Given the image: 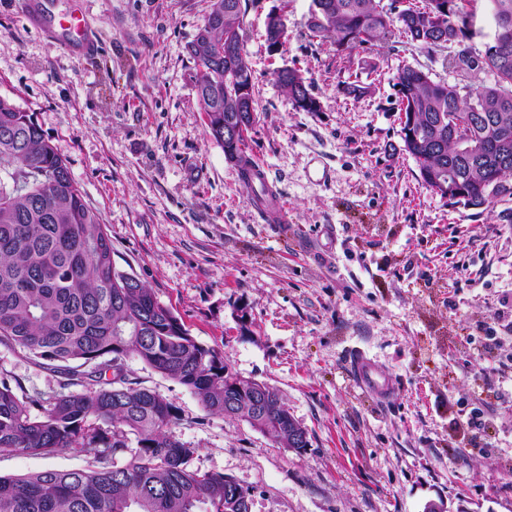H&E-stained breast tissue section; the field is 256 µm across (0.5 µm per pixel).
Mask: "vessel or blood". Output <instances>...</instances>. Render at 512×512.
<instances>
[{"mask_svg":"<svg viewBox=\"0 0 512 512\" xmlns=\"http://www.w3.org/2000/svg\"><path fill=\"white\" fill-rule=\"evenodd\" d=\"M21 5L28 19L48 29L62 49L82 56L97 52L98 44L79 12L56 14L50 0H21ZM354 372L361 388L377 395L385 392L386 387L378 377L375 363L370 359L363 356L357 357Z\"/></svg>","mask_w":512,"mask_h":512,"instance_id":"vessel-or-blood-1","label":"vessel or blood"}]
</instances>
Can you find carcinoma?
Segmentation results:
<instances>
[{
  "label": "carcinoma",
  "instance_id": "1",
  "mask_svg": "<svg viewBox=\"0 0 512 512\" xmlns=\"http://www.w3.org/2000/svg\"><path fill=\"white\" fill-rule=\"evenodd\" d=\"M244 0H211V10L186 50L199 67L197 96L207 133L226 159L249 180L254 162L246 152L252 126L236 141L224 140V122L238 109V91L253 85L244 52ZM313 0L309 27L331 38L339 51L371 48L398 28L432 52L440 39L462 43L478 0ZM497 42L481 61L468 49L452 60L460 71L479 69L489 84L437 83L422 68L404 64L392 77L401 103L403 150L419 165L422 186L441 197L455 176L464 206L494 207L512 196V0H487ZM452 23L441 27V7ZM265 42H288L280 20L265 22ZM291 100L311 93L294 68L274 72ZM0 344L52 363L65 376L60 392L44 400L18 396L0 382V454L50 455L80 447L93 469L45 470L24 477L0 476V512H225L224 475H200L187 467L191 450L170 430L176 408L158 392L135 387L123 360L144 364L188 388L210 414H224V358L199 344L146 284L114 260L112 239L72 178L67 160L45 137L33 115L0 98ZM38 413H33V409ZM267 433L284 442L285 410L268 403ZM106 425L92 428L89 418ZM137 447L122 468L114 457Z\"/></svg>",
  "mask_w": 512,
  "mask_h": 512
}]
</instances>
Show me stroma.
<instances>
[{
	"label": "stroma",
	"mask_w": 512,
	"mask_h": 512,
	"mask_svg": "<svg viewBox=\"0 0 512 512\" xmlns=\"http://www.w3.org/2000/svg\"><path fill=\"white\" fill-rule=\"evenodd\" d=\"M211 0H57L83 8L99 42L70 55L0 0V97L34 114L112 238L116 264L152 288L195 340L235 373L275 389L306 430L284 448L141 362L129 380L177 407L174 435L198 473L251 493V512H512V223L426 190L403 149L391 79L399 65L434 81L457 72L455 46L426 52L390 38L337 51L308 27L311 0H256L243 18L258 122L247 152L284 211H260L238 167L206 134L186 52ZM280 10L288 42L263 39ZM300 70L320 108L295 110L273 69ZM358 77L367 92L346 96ZM372 359L382 398L352 376ZM0 380L26 394L61 377L0 345ZM65 448L0 455V474L88 468Z\"/></svg>",
	"instance_id": "stroma-1"
}]
</instances>
